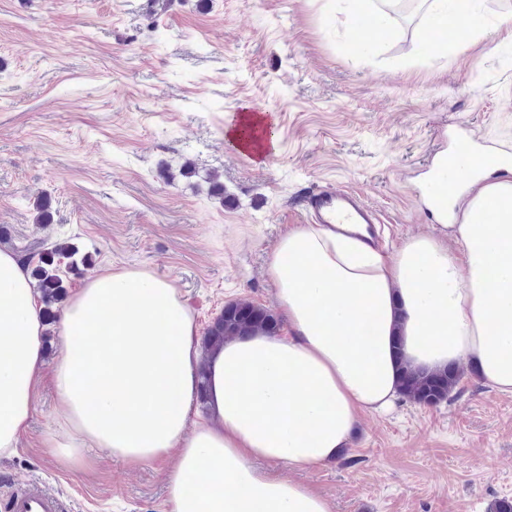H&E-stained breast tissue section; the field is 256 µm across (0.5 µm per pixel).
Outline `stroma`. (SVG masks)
<instances>
[{
    "instance_id": "obj_1",
    "label": "stroma",
    "mask_w": 512,
    "mask_h": 512,
    "mask_svg": "<svg viewBox=\"0 0 512 512\" xmlns=\"http://www.w3.org/2000/svg\"><path fill=\"white\" fill-rule=\"evenodd\" d=\"M479 6L473 39L421 14L360 55L346 0H0V250L74 246L71 294L104 273L166 279L202 337L226 303L276 309L267 264L314 188L355 190L387 254L420 235L456 247L427 199L456 130L512 157V0ZM246 109L275 116L264 158L227 136ZM33 406L0 506L35 485L64 512H165L174 458L69 469L41 444L71 432L50 382ZM279 471L334 512H487L512 499V395L468 373L441 404L361 414L325 467Z\"/></svg>"
}]
</instances>
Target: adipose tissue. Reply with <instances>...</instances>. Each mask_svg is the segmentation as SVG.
Masks as SVG:
<instances>
[{
  "mask_svg": "<svg viewBox=\"0 0 512 512\" xmlns=\"http://www.w3.org/2000/svg\"><path fill=\"white\" fill-rule=\"evenodd\" d=\"M456 240L417 236L391 257L321 224L295 228L268 266L287 335L231 339L206 359L169 281L98 276L57 326L53 388L74 434L48 429L43 445L75 469L90 448L133 467L175 455L168 512H331L277 467L337 460L359 413L394 407L402 363L432 372L468 359L512 394V177L477 183ZM43 331L27 268L0 251V456L28 427Z\"/></svg>",
  "mask_w": 512,
  "mask_h": 512,
  "instance_id": "ef3b65f1",
  "label": "adipose tissue"
}]
</instances>
